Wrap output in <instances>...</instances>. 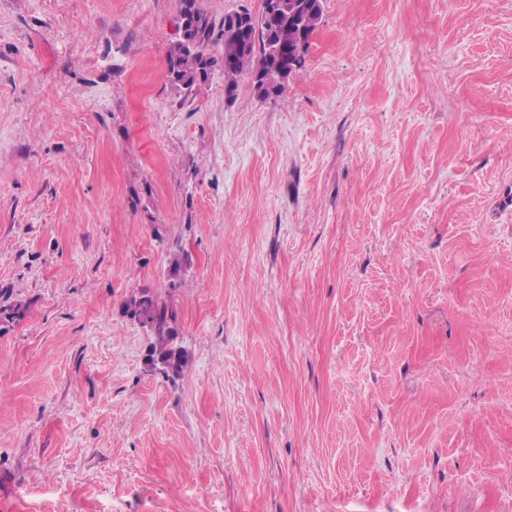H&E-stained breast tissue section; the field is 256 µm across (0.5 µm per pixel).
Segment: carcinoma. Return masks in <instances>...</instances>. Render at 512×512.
<instances>
[{
	"instance_id": "1",
	"label": "carcinoma",
	"mask_w": 512,
	"mask_h": 512,
	"mask_svg": "<svg viewBox=\"0 0 512 512\" xmlns=\"http://www.w3.org/2000/svg\"><path fill=\"white\" fill-rule=\"evenodd\" d=\"M177 39L167 52L168 77L185 89H192L199 79L219 72L230 97L237 95L243 75L255 78L264 70L268 73L288 67L287 53L273 55L274 43L288 36L289 45L304 41L315 31L322 19L323 0H305L298 15L283 26V19L261 13L257 16L247 9L225 13L216 20L201 11L197 0H180ZM125 313L138 322L149 325V345L154 353H170L171 336L176 331V314L171 303L148 290L128 297L123 303ZM25 314L18 303H6L0 294V325L12 324Z\"/></svg>"
}]
</instances>
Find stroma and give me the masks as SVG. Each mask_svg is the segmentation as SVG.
Listing matches in <instances>:
<instances>
[{
	"label": "stroma",
	"instance_id": "35a3bbf8",
	"mask_svg": "<svg viewBox=\"0 0 512 512\" xmlns=\"http://www.w3.org/2000/svg\"><path fill=\"white\" fill-rule=\"evenodd\" d=\"M177 16L0 0V512H512V0H324L266 99ZM123 307L125 314L141 324L149 325V345L154 353L161 356L170 353L171 336L176 331V314L167 299L143 290L138 295L128 297Z\"/></svg>",
	"mask_w": 512,
	"mask_h": 512
}]
</instances>
